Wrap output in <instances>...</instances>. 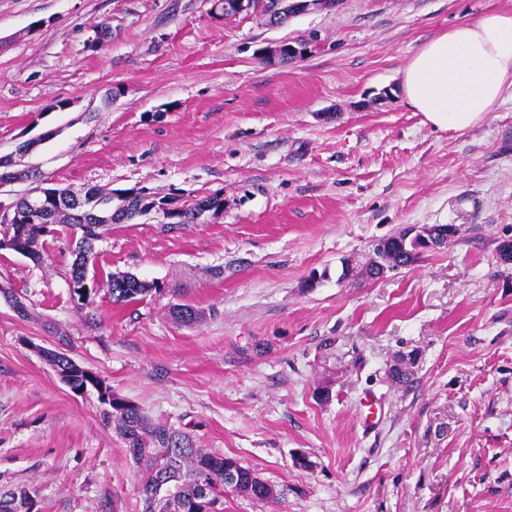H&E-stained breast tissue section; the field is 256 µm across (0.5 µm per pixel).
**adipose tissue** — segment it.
Listing matches in <instances>:
<instances>
[{
  "instance_id": "obj_1",
  "label": "adipose tissue",
  "mask_w": 512,
  "mask_h": 512,
  "mask_svg": "<svg viewBox=\"0 0 512 512\" xmlns=\"http://www.w3.org/2000/svg\"><path fill=\"white\" fill-rule=\"evenodd\" d=\"M512 88V10H490L425 42L402 91L426 125L448 132L482 123Z\"/></svg>"
}]
</instances>
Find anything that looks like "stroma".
I'll return each instance as SVG.
<instances>
[{"mask_svg": "<svg viewBox=\"0 0 512 512\" xmlns=\"http://www.w3.org/2000/svg\"><path fill=\"white\" fill-rule=\"evenodd\" d=\"M490 9L512 0H336L277 26L215 0H0V157L29 174L0 203L223 200L112 225L83 305L65 227L40 261L0 249V486L40 512L142 510L97 389L73 392L44 347L276 492L225 491L224 512H512V89L441 132L400 85L421 43ZM284 42L309 51L273 58ZM435 224L455 237L365 276L383 239ZM127 272L156 291L113 302ZM223 200L217 195L206 196L182 207L163 210L164 217L170 224H190L205 211H217L221 208Z\"/></svg>", "mask_w": 512, "mask_h": 512, "instance_id": "obj_1", "label": "stroma"}]
</instances>
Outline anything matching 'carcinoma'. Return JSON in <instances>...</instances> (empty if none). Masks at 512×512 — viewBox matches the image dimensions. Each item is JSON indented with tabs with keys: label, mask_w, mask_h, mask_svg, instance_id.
<instances>
[{
	"label": "carcinoma",
	"mask_w": 512,
	"mask_h": 512,
	"mask_svg": "<svg viewBox=\"0 0 512 512\" xmlns=\"http://www.w3.org/2000/svg\"><path fill=\"white\" fill-rule=\"evenodd\" d=\"M32 193L16 198L12 214L24 222L11 225L13 233L23 237L38 261L40 238L51 232V225L63 224L69 230L75 246L71 280L81 286L87 260L94 256L95 243L102 238L105 227L125 224L154 208L153 203L135 195L112 208L108 204L94 208L78 201V197L64 188H54L44 198L40 213L26 219ZM223 199L206 196L182 207L163 210L171 224H190L205 211H217ZM386 248L397 254L399 264L406 266L418 261L422 252L404 235L383 240ZM157 287L133 274L113 275L109 292L115 303H132L144 299ZM112 417L125 440L126 451L136 464H145L149 475L141 484L142 512H217L215 505L224 494V472L235 468L238 476L236 491L254 499L265 500L273 496L272 488L264 483L252 469L225 455L205 452L195 446L191 435L173 426L153 424L133 402L117 401L110 405ZM38 501L25 487H0V512H38Z\"/></svg>",
	"instance_id": "1"
}]
</instances>
